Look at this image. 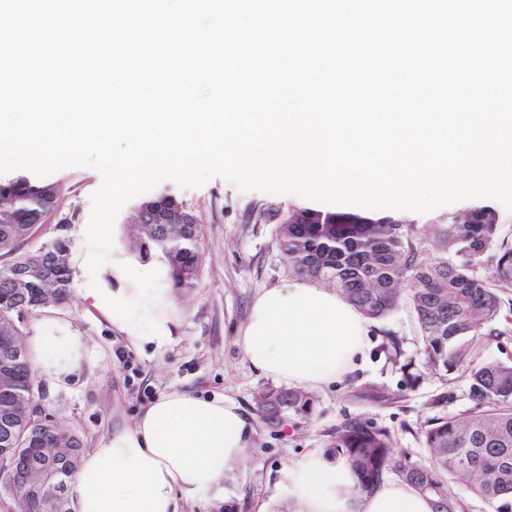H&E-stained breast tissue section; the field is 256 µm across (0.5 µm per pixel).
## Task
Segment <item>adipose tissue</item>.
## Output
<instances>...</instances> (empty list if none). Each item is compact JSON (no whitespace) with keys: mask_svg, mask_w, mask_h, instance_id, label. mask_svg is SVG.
Masks as SVG:
<instances>
[{"mask_svg":"<svg viewBox=\"0 0 512 512\" xmlns=\"http://www.w3.org/2000/svg\"><path fill=\"white\" fill-rule=\"evenodd\" d=\"M165 288H86L82 296L135 345L163 347L173 321ZM370 321L334 289L291 278L259 292L237 344L260 374L321 388L353 371L368 347ZM35 376L60 386L90 360L86 336L62 317H39L27 333ZM252 433L233 400L188 392L160 395L131 425L101 435L83 457L75 512H183L223 492ZM284 477L296 512H433L431 499L386 479L357 493L348 465L289 466Z\"/></svg>","mask_w":512,"mask_h":512,"instance_id":"1","label":"adipose tissue"}]
</instances>
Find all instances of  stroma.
I'll list each match as a JSON object with an SVG mask.
<instances>
[{
    "mask_svg": "<svg viewBox=\"0 0 512 512\" xmlns=\"http://www.w3.org/2000/svg\"><path fill=\"white\" fill-rule=\"evenodd\" d=\"M48 180L59 188L55 205L23 248L35 252L55 238L66 239L71 298L47 304L40 312L66 315L87 337L93 361L67 385L40 383L38 400L45 414L63 419L87 449L100 435L131 424L137 413L167 392L235 400L251 419L250 458L226 474L224 501L201 503L194 512H292L282 476L285 467L312 459L325 461L328 432L348 416L387 429L403 460L428 463L430 453L420 434L422 421L460 414L470 407L465 374L433 375L422 368L419 329L402 305L372 321L370 347L349 376L314 390L315 408L310 417L290 415L283 425L268 426L255 398L274 382L251 367L236 338L256 294L289 278L276 240V224L269 216L299 204V197L243 192L220 177L194 189L180 188L170 180L160 183L157 193L174 196L198 218L200 277L196 288H174L169 293L170 343L161 349L150 344L136 349L81 296L89 281L88 248L81 229L90 219L91 196L102 183L101 174L76 166L53 173ZM136 206V200H129L117 216L111 262L98 273L100 287L164 285L151 276L137 280L112 276L113 269L140 258L134 236ZM466 213V205L457 202L428 213L378 209L374 215L409 223L420 257L431 258L444 249L431 236L429 225L444 224L449 217L461 218ZM393 338L402 352L396 360L383 351Z\"/></svg>",
    "mask_w": 512,
    "mask_h": 512,
    "instance_id": "stroma-1",
    "label": "stroma"
}]
</instances>
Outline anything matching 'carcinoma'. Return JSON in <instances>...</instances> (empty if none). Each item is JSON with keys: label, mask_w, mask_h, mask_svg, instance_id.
I'll return each instance as SVG.
<instances>
[{"label": "carcinoma", "mask_w": 512, "mask_h": 512, "mask_svg": "<svg viewBox=\"0 0 512 512\" xmlns=\"http://www.w3.org/2000/svg\"><path fill=\"white\" fill-rule=\"evenodd\" d=\"M58 188L17 175L0 181V252L15 255L0 267V355L22 336L25 318L49 302L71 295L67 243L58 238L35 252H19L36 221L49 210ZM159 212L165 224H140L139 251L165 259L175 288L189 289L199 279L198 225L181 223L186 214L169 195L143 200L137 211ZM429 231L450 254L418 260L410 231L402 224L374 221L351 212L292 207L277 225V238L289 272L339 291L368 319L378 320L401 301L421 331L424 367L436 373L467 374L474 406L465 416H434L421 435L431 458L427 464L399 459L388 430L359 416L343 419L331 434L327 454L349 466L355 490H373L390 475L432 496L434 512H461L453 486L473 489L497 502L496 512H512V360L483 358L485 345L502 335L503 292L512 291V241L500 235L499 215L490 205L471 208L459 221L431 224ZM29 271V287L18 288L17 274ZM0 384V408L28 394L36 381L26 356L8 369ZM261 416L272 426L287 414L308 417L314 397L305 390L265 389L257 397ZM73 449L70 476L78 472L82 441L63 421L42 420L24 450L31 465L46 463L44 448ZM16 512H55L48 493L14 502Z\"/></svg>", "instance_id": "cac0c4a2"}]
</instances>
